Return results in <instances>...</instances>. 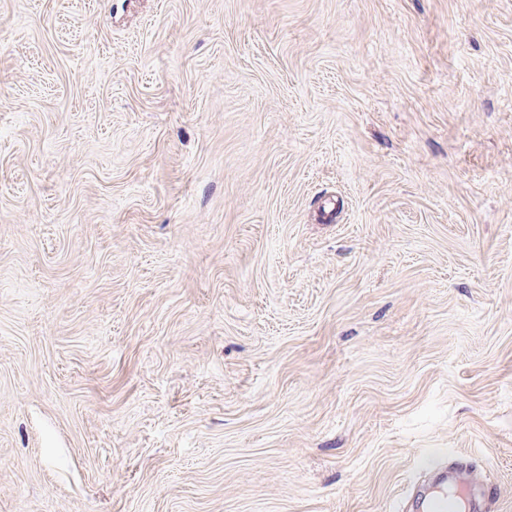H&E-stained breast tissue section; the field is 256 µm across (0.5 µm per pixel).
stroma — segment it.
<instances>
[{
	"mask_svg": "<svg viewBox=\"0 0 512 512\" xmlns=\"http://www.w3.org/2000/svg\"><path fill=\"white\" fill-rule=\"evenodd\" d=\"M512 512V0H0V512ZM422 512H456L453 500L448 498L447 489L434 488L426 497L418 501Z\"/></svg>",
	"mask_w": 512,
	"mask_h": 512,
	"instance_id": "stroma-1",
	"label": "stroma"
}]
</instances>
